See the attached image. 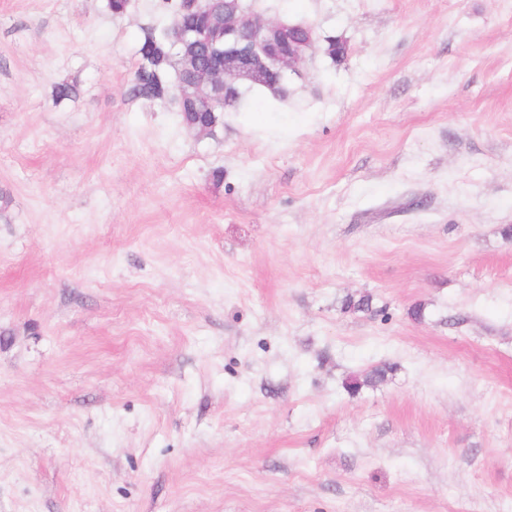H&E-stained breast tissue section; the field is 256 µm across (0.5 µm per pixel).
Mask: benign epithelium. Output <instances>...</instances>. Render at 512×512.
<instances>
[{"instance_id": "1", "label": "benign epithelium", "mask_w": 512, "mask_h": 512, "mask_svg": "<svg viewBox=\"0 0 512 512\" xmlns=\"http://www.w3.org/2000/svg\"><path fill=\"white\" fill-rule=\"evenodd\" d=\"M200 12H221L224 28L174 29L171 47L209 44L224 40V57L218 65L203 63L189 55L185 67L190 84L170 88L172 100L189 99L202 111L213 108L218 95L235 90L240 80L264 81L275 71L280 77L300 76L307 58L315 49L311 26L286 25L256 13L237 11L227 0H189Z\"/></svg>"}]
</instances>
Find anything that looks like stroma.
Wrapping results in <instances>:
<instances>
[{"label":"stroma","instance_id":"35a3bbf8","mask_svg":"<svg viewBox=\"0 0 512 512\" xmlns=\"http://www.w3.org/2000/svg\"><path fill=\"white\" fill-rule=\"evenodd\" d=\"M251 5L347 58L197 136L0 0V512H512V0ZM390 371H392V367L383 364L373 367L364 374L351 375L344 383L345 388L351 393H358L364 387L373 388L378 383L384 381Z\"/></svg>","mask_w":512,"mask_h":512}]
</instances>
